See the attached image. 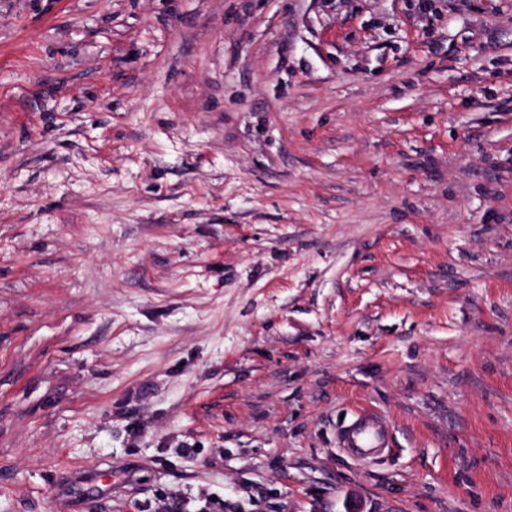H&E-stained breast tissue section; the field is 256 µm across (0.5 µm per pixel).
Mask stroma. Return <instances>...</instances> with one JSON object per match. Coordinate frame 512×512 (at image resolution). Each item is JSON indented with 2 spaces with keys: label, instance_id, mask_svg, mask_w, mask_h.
Instances as JSON below:
<instances>
[{
  "label": "stroma",
  "instance_id": "35a3bbf8",
  "mask_svg": "<svg viewBox=\"0 0 512 512\" xmlns=\"http://www.w3.org/2000/svg\"><path fill=\"white\" fill-rule=\"evenodd\" d=\"M174 497L512 512V0H0V512ZM340 446L357 462L376 460L390 451V427L376 413L353 412V419L342 427Z\"/></svg>",
  "mask_w": 512,
  "mask_h": 512
}]
</instances>
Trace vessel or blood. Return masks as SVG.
Here are the masks:
<instances>
[{
	"label": "vessel or blood",
	"mask_w": 512,
	"mask_h": 512,
	"mask_svg": "<svg viewBox=\"0 0 512 512\" xmlns=\"http://www.w3.org/2000/svg\"><path fill=\"white\" fill-rule=\"evenodd\" d=\"M339 443L354 461L376 460L390 450V427L376 413L357 410L352 421L342 427Z\"/></svg>",
	"instance_id": "obj_1"
}]
</instances>
